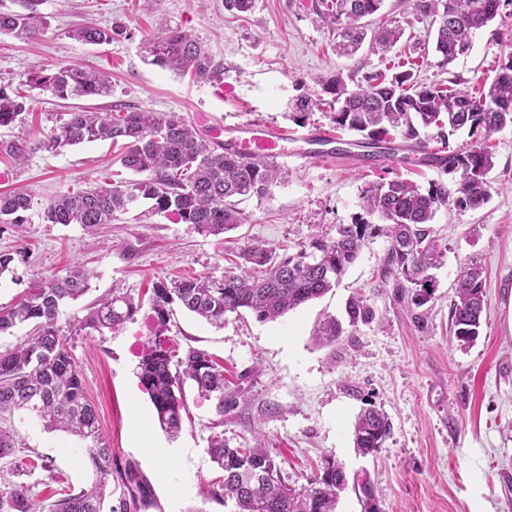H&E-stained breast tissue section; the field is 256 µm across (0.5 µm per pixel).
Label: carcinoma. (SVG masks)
Instances as JSON below:
<instances>
[{
  "mask_svg": "<svg viewBox=\"0 0 512 512\" xmlns=\"http://www.w3.org/2000/svg\"><path fill=\"white\" fill-rule=\"evenodd\" d=\"M44 0H12L13 8L0 10V35L35 41L48 28L42 12ZM421 16L433 19L435 51L451 63L466 53L473 34L498 15L500 0H410ZM383 0H326L321 16L336 24L339 52L350 56L366 38L362 20L377 13ZM73 37L85 44L99 45L128 37L127 26H85ZM399 29L382 28L371 45L383 53L401 39ZM151 63L175 73L189 72L197 79L211 81L221 74L204 43L178 27L165 26L148 51ZM21 85L47 91L68 100L112 95L109 76L96 70L60 65L30 74ZM320 90L302 95L290 118L308 123L321 105L319 96L331 97V122L341 130L363 137L367 148L387 141L393 132L406 140H419V127L437 129L436 138L447 143L449 135L469 127L478 134L471 145L443 150L428 160L443 171L459 176L455 193L439 182L423 189L408 179H393L368 185L363 203L373 224L364 219L336 225L333 236L315 238L292 254L279 256L258 244L240 248L237 270L220 278L182 277L158 283L152 289L151 310L158 331L137 366L139 382L150 398L159 425L169 437L179 434L183 415L188 413L184 385L192 382L198 394L217 400L216 413L236 403L224 395V370L201 349L188 348L174 359L165 336L173 316V305L193 313L207 323L224 327L228 314L247 310L261 322L274 320L322 297L340 280L373 237L388 239L382 264V283L393 280L398 300L406 302L414 318L421 320V308L435 299L434 270L445 256L429 227L436 212L452 204L458 210L475 209L490 196L489 171L494 167L491 136L512 127V53L504 57L487 89L471 92L441 84L425 85L410 70L386 78L381 73L364 77V83L349 87L342 73L319 80ZM29 96L0 84V129L12 131L0 139V153L16 162L27 161L32 148L20 132H14L27 109ZM110 140L123 142L122 166L138 175L130 181H114L94 188L57 196L47 204L42 219L47 224H80L92 228L110 224L141 200L151 203L153 215L171 214L185 224L208 234L226 233L240 226L239 201L265 197L280 179L281 166L270 157L242 154L231 146H212L176 112L119 110L90 112L80 107L50 127L38 148L56 151L65 146ZM33 207L25 192L0 193V224H23ZM94 272L77 266L55 274L31 288L16 305L0 309V334L21 324L34 325L36 335L24 345L0 353V414L35 412L51 426L58 427L87 443L85 462L94 482L88 489L68 493L49 512H130L146 498V480L133 468L117 472L126 487L137 493L119 506L106 505L112 480V448L100 432L96 409L82 384L79 371L57 326L61 309L90 288ZM140 304L125 293L114 292L103 299L81 322L80 329L102 332L132 319ZM348 325L357 327L382 323L375 308L361 293L351 296L347 306ZM488 300L481 272L466 268L457 278L450 317L453 337L464 345L474 342L486 315ZM349 335L343 324L327 318L317 329L320 344L332 346ZM392 425L385 412L365 409L354 424L355 447L363 455L378 453ZM254 445L232 448L224 433L210 437L211 459L224 471V478L204 491L205 498L231 503L234 512H336L339 495L348 485L342 463L332 454L305 482L291 484L281 468L262 448L260 437ZM0 512H39L19 490L0 492Z\"/></svg>",
  "mask_w": 512,
  "mask_h": 512,
  "instance_id": "1",
  "label": "carcinoma"
}]
</instances>
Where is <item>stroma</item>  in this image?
Here are the masks:
<instances>
[{
  "instance_id": "1",
  "label": "stroma",
  "mask_w": 512,
  "mask_h": 512,
  "mask_svg": "<svg viewBox=\"0 0 512 512\" xmlns=\"http://www.w3.org/2000/svg\"><path fill=\"white\" fill-rule=\"evenodd\" d=\"M321 8V0H255L247 13L225 11L224 0H45L50 26L37 43L0 36V83L52 65L92 66L112 80L110 97L83 102L97 112L130 107L177 112L193 125L206 117L222 126L261 121L290 128L294 100L332 73L358 81L412 62L422 82L476 88L512 51V0H502L493 23L476 31L469 51L447 65L433 48L432 18L417 14L410 0H384L370 18L372 25L404 31L383 54L365 44L354 55H338L336 29L321 18ZM90 22H121L130 35L102 45L74 39L73 31ZM166 23L202 38L223 76L200 83L152 65L147 48ZM31 96L25 128L35 142L75 103L37 89ZM340 137L344 149L336 161L299 169L281 160L283 179L267 197L242 202L241 225L219 235L149 214L144 202L92 230L44 223L42 209L58 195L130 178L119 162L122 149L112 142L36 150L22 165L0 154V193L25 190L35 200L26 223L0 224V252L15 253L20 275L16 282L0 279V308L69 267L95 271L90 290L63 308L58 327L97 408L113 465L134 467L147 479L151 505L144 512H229L200 494L221 475L208 453L213 401L185 384L188 415L172 440L137 378L155 334L153 285L181 276L222 277L247 242L280 255L296 252L337 225L365 217L362 192L378 179L456 184L402 137L371 159L364 158L359 135L344 131ZM490 143L489 201L474 210L440 208L433 220L446 255L424 320L381 288L388 248L382 236L367 242L329 293L277 320L230 314L218 329L175 309L172 348L206 351L238 391L236 405L224 414L226 443L235 447L263 432L268 453L292 482L304 481L323 455L334 454L348 477L372 485L376 512H512V127ZM471 262L483 269L489 310L477 341L463 348L450 341V303L461 267ZM115 288L140 301L134 319L100 333L81 329L89 306ZM357 291L384 325H361L335 348L318 347L317 324L328 316L345 319ZM370 406L388 415L392 432L376 455L364 456L354 447L353 423ZM0 427L16 436L15 459L37 463L6 473L1 490L18 487L30 501L48 505L93 483L82 440L32 413L2 417Z\"/></svg>"
}]
</instances>
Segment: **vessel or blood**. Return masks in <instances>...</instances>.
<instances>
[{
    "label": "vessel or blood",
    "instance_id": "b4317fda",
    "mask_svg": "<svg viewBox=\"0 0 512 512\" xmlns=\"http://www.w3.org/2000/svg\"><path fill=\"white\" fill-rule=\"evenodd\" d=\"M213 137H226L229 144L243 153H261L274 158H291L299 166L326 159L325 148L337 137L327 130H315L300 135L287 128L263 123H246L228 130L212 128Z\"/></svg>",
    "mask_w": 512,
    "mask_h": 512
}]
</instances>
